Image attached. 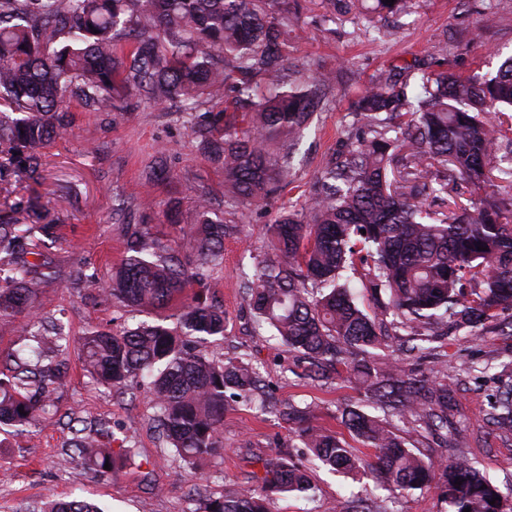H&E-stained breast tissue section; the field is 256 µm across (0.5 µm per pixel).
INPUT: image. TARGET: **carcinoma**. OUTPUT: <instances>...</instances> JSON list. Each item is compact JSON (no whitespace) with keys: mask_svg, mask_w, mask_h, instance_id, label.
Listing matches in <instances>:
<instances>
[{"mask_svg":"<svg viewBox=\"0 0 512 512\" xmlns=\"http://www.w3.org/2000/svg\"><path fill=\"white\" fill-rule=\"evenodd\" d=\"M133 48L124 53L118 40ZM288 0H0V328L25 315L41 279L39 244L55 237L49 209L13 196L12 186L41 179V151L70 122L64 99L89 112H128L133 98L161 104L176 99L197 113L215 100L224 110L191 132L205 136L204 154L224 167V183L251 204L266 199L288 173L283 147L299 137L334 77L303 86L286 83ZM398 67L377 79L356 111L390 121L387 131L331 160L308 214L284 213L270 227L271 254L260 260L243 300L298 354L313 379L343 377L382 415L346 407L341 422L366 447L356 449L312 425L303 447L324 466L369 475L396 494L436 482L449 512H512L503 493L467 461L426 460L391 429V418L430 432L448 429V381L419 378L380 354L405 331L411 351L431 356L429 343L485 328L512 307V58L490 78L441 71L408 96ZM496 125L485 120L490 111ZM509 182L485 194L474 213L435 220L426 197L448 181L477 188ZM194 266L148 227L127 236V256L109 292L130 307L162 310L202 282L223 258L224 222L211 217L206 191L197 195ZM27 215L29 223L19 222ZM483 250H477V247ZM367 272L376 313L354 298L351 275ZM224 336V310L199 294L175 321L142 322L118 332L93 329L81 338L90 377L121 390L148 381L155 427L187 464L222 451L226 392L250 399L261 376L242 359L217 362L202 346ZM69 337L31 332L0 370V427L22 434L60 408L58 389L68 372ZM492 422L512 430V385L500 388ZM99 430L74 436L71 459L108 480L130 449L111 447ZM110 469H104L105 464ZM462 484L457 485L455 481ZM264 494L228 493L205 499L198 512H267L268 493L306 497L303 467L279 458L264 463ZM495 504H489V501ZM41 512H104L76 495L51 499Z\"/></svg>","mask_w":512,"mask_h":512,"instance_id":"1","label":"carcinoma"}]
</instances>
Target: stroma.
I'll return each instance as SVG.
<instances>
[{
    "label": "stroma",
    "instance_id": "35a3bbf8",
    "mask_svg": "<svg viewBox=\"0 0 512 512\" xmlns=\"http://www.w3.org/2000/svg\"><path fill=\"white\" fill-rule=\"evenodd\" d=\"M301 3L300 13L288 17L290 79L303 84L331 71L335 84L321 110L310 116L286 181L267 200L249 206L233 198L221 167L198 151L192 118L176 100L141 101L124 114L88 112L70 102V126L43 151L41 183L18 186L17 195L39 199L58 219L57 238L42 250L36 311L42 321L60 323L71 343L68 374L58 390L60 412L25 434L0 435V512H32L49 497L65 499L74 492L106 512H195L203 497L260 492L265 460L300 448L297 423L261 413L249 400H231L224 413L223 456L187 466L151 428L155 410L147 388L134 385L122 395L93 383L84 368L80 338L87 329L116 331L157 318L153 311L132 310L107 290L126 256L127 228L149 222L161 242L183 262H192L189 229L202 190L217 217L232 228L224 238L222 263L210 267L203 281L209 302L222 306L225 318L224 338L208 345V355H247L260 368L267 398L280 406H310L313 425L357 446L340 414L360 405L358 390L344 379L314 381L296 369L293 354L245 307L243 287L268 251L270 224L282 212L305 210L328 158L369 136V125L354 110L364 91L392 64L405 67L411 90H418L433 63L434 45L443 40L450 75L496 71L512 57V0H411L393 15L374 13V0H355L332 19L322 0ZM145 197L151 209L140 207ZM436 352L452 391L448 429L460 455L494 485L511 486L512 432L488 421L498 383L483 365L512 356V337L478 328L442 339ZM75 419L109 424L115 441H128L133 455L114 479L97 480L79 462H65ZM302 464L314 497L270 495V512H345L350 502L372 496L371 480L331 473L308 455ZM379 507L448 512L433 485L388 498Z\"/></svg>",
    "mask_w": 512,
    "mask_h": 512
}]
</instances>
